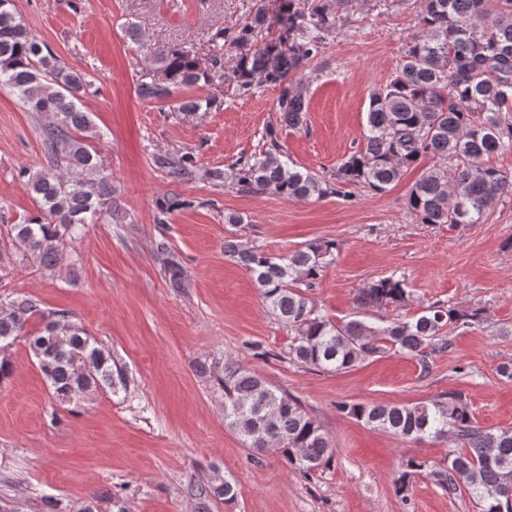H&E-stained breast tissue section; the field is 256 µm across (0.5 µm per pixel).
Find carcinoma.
<instances>
[{"mask_svg":"<svg viewBox=\"0 0 512 512\" xmlns=\"http://www.w3.org/2000/svg\"><path fill=\"white\" fill-rule=\"evenodd\" d=\"M413 39L395 76L369 95L362 140L336 169L333 180L302 172L284 160L274 129L265 131L264 150L241 157L229 172L203 170L193 153L158 155L155 165L177 182L205 179L225 182L245 192L285 199H322L336 194L344 200L365 188L384 193L410 168L427 157L442 163L426 169L410 188L407 210L419 224H479L507 197L512 198V173L484 162L512 152V0H420ZM281 37L258 43L270 25L258 7L251 20L227 33H211L210 53L176 44L152 51V81L138 85L144 97L170 100L173 112L209 111L221 106L219 96L170 99L172 89L199 84L219 88L228 79L241 94L261 86L281 88L276 103L279 123L300 129L308 108L304 82L297 75L324 49L336 28L328 0H288L277 16ZM240 50L236 64L224 69V40ZM0 86L8 88L31 112L51 116L43 132V168L18 170L17 178L32 195L36 213L6 225L14 253L54 270L71 247L79 226L96 217L118 218L120 206L112 176L95 158L94 141L101 137L82 98L87 75L68 69L48 47L28 33L14 0H0ZM184 205L177 196L157 201L155 223L166 224ZM334 240L308 243L284 255L265 252L231 237L224 255L249 271L267 311L291 332V360L325 372H342L378 354L393 351L417 358L423 368L435 353L448 349L445 330L473 327L484 321V309L434 305L411 319L373 324L353 318L335 321L321 312L307 292L336 259ZM165 257V278L174 288L185 284V271L172 257L169 243H156ZM406 279L394 274L358 290L361 308L407 305ZM42 327L27 332L34 317ZM24 339L57 398L72 403L88 391L127 390L125 367L97 345L64 311L49 315L28 297L0 307V349ZM197 371L213 379L224 396V424L236 431L257 455L274 454L305 476L329 465L335 448L323 427L302 405L254 372L231 359L204 361ZM337 409L354 420L404 440L435 441L451 437L454 448L443 467L427 459L401 462L395 493H405L413 478L433 477L448 493L465 481L479 512H512V428H484L458 396L415 404L340 402ZM206 500L226 503L237 497L235 484L217 475L194 487Z\"/></svg>","mask_w":512,"mask_h":512,"instance_id":"carcinoma-1","label":"carcinoma"}]
</instances>
